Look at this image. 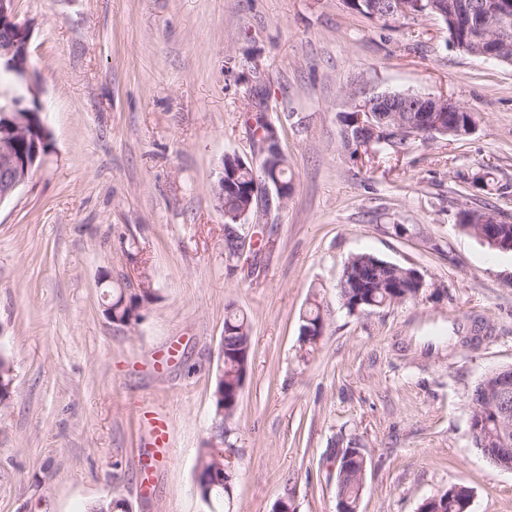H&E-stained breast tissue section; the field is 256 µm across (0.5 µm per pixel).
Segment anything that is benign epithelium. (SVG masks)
<instances>
[{
  "mask_svg": "<svg viewBox=\"0 0 512 512\" xmlns=\"http://www.w3.org/2000/svg\"><path fill=\"white\" fill-rule=\"evenodd\" d=\"M16 0H0V59H4L6 70L14 82L25 91V95L9 103V111L0 107V117L6 122L0 123V204L11 198L20 187L26 185L33 172L41 164L43 153L41 144L50 128L42 112V107L30 111L27 100H38L36 72L32 69L30 51V27L18 21L15 12ZM512 18V0H501L497 5L495 21L485 16L471 13L461 15L457 24L463 31V37L453 42V46L462 52L486 59L504 61L500 54L501 39L494 35L503 22ZM415 109L420 115L417 122L425 129L433 131L454 130L453 113L455 105L446 98L419 95L415 97ZM410 98L401 93L369 99L367 93L352 94L346 99L347 111L353 115V122L361 130L360 146L371 147L378 144L376 122H385L388 112H405ZM494 381L485 392L486 406L499 405L512 397V368L498 369L493 373ZM473 432L485 437L494 448V454L503 461V469L512 471V439L508 432L497 429L491 431L482 425L473 428ZM230 466L224 464L204 474L197 475L194 492L198 495L224 484V477Z\"/></svg>",
  "mask_w": 512,
  "mask_h": 512,
  "instance_id": "1",
  "label": "benign epithelium"
}]
</instances>
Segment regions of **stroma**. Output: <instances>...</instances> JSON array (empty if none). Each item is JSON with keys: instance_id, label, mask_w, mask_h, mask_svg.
I'll use <instances>...</instances> for the list:
<instances>
[{"instance_id": "35a3bbf8", "label": "stroma", "mask_w": 512, "mask_h": 512, "mask_svg": "<svg viewBox=\"0 0 512 512\" xmlns=\"http://www.w3.org/2000/svg\"><path fill=\"white\" fill-rule=\"evenodd\" d=\"M52 131L29 183L0 203V512H207L194 494L215 435L224 318L251 328L239 406L224 423V512H338L336 452L367 464L359 512H417L454 484L470 512H512V472L475 447L470 395L512 366V253L460 214L512 223V65L452 48L433 18L383 20L345 0H16ZM445 96L476 114L462 138L404 153L343 147L346 91ZM266 112L288 159L283 207L229 256L213 190L225 154L258 159ZM491 170L489 185L472 187ZM370 252L421 274L413 300L349 313L339 280ZM156 298L112 321L102 277ZM324 329L301 350L302 318ZM493 327L449 344L455 321ZM171 419L172 456L139 492L144 409Z\"/></svg>"}]
</instances>
